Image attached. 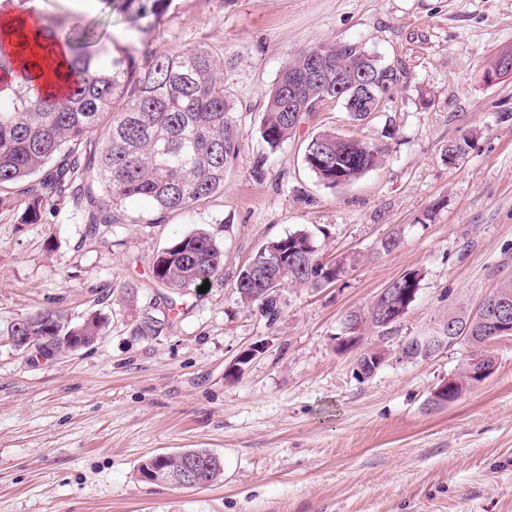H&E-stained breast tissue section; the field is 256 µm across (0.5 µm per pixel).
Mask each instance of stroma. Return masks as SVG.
Instances as JSON below:
<instances>
[{
	"label": "stroma",
	"instance_id": "35a3bbf8",
	"mask_svg": "<svg viewBox=\"0 0 512 512\" xmlns=\"http://www.w3.org/2000/svg\"><path fill=\"white\" fill-rule=\"evenodd\" d=\"M42 8L51 27L79 18L106 39L223 53L244 138L223 194L161 224L135 223L149 204L126 203L133 221L113 225L108 247L69 199L37 224L0 207V512H512V336L485 343L486 379L435 408L433 388L472 345L399 354L512 277V76L483 79L512 47V0H173L159 28L137 31L103 0ZM329 42L359 43L396 68L397 85L362 120L323 103L258 165L266 91L290 56ZM327 130L381 146L385 164L323 184L302 152ZM463 136L470 148L448 163ZM198 229L221 243L222 277L177 297L152 262ZM298 229L344 269L317 288L282 289L272 321L240 302L234 281L264 243ZM407 271L421 275L407 313L385 334L349 340L347 315ZM55 307L107 326L49 359L11 344L13 320ZM148 308L166 317L162 335L136 331ZM370 345L385 359L356 377ZM185 448L220 455L223 479L187 489L141 477L143 459Z\"/></svg>",
	"mask_w": 512,
	"mask_h": 512
}]
</instances>
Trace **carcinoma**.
I'll return each instance as SVG.
<instances>
[{
	"instance_id": "carcinoma-1",
	"label": "carcinoma",
	"mask_w": 512,
	"mask_h": 512,
	"mask_svg": "<svg viewBox=\"0 0 512 512\" xmlns=\"http://www.w3.org/2000/svg\"><path fill=\"white\" fill-rule=\"evenodd\" d=\"M173 0H106L108 8L125 13L139 29L159 27ZM63 42L70 65L64 91L45 94L32 80L14 85L17 59L0 37V205L22 209L25 224L40 221L55 198L71 192L81 209L89 234L125 224L122 211L131 200H147V224H162L175 212H186L224 191V176L237 161L243 132L235 120V103L224 93V57L200 44L166 52L149 44L140 47L112 41L102 46L96 28L77 21L45 28ZM320 59L331 70L328 98L336 97V67L367 70L377 87L388 94L398 76L394 68L354 42L327 43L292 56L266 94L259 134L269 153L296 136L299 124L288 112V77L303 72L310 60ZM303 163L329 187L348 184L380 168L384 149L355 137L322 131L309 138ZM286 260L275 269L277 279L261 285L254 298L241 291L243 273L265 270L263 255L254 253L240 268L236 292L240 301L257 306L274 320L279 292L286 286L318 287L333 282L338 269L324 271L312 235L297 230L278 239ZM223 269V248L209 232L198 229L163 248L154 258L152 275L178 293L214 281ZM21 332L35 336H84L94 341L102 319L75 324L61 310L35 309L26 314ZM495 311L485 307L476 316L454 317L461 335L475 337L480 346L494 338ZM348 328L378 327L380 317L368 309L347 316ZM166 323L147 311L136 331L159 336ZM16 325L8 334L15 336ZM430 339L413 338L401 348L408 359L428 357ZM476 367L465 362L446 399L454 402L475 381L465 375ZM184 458L202 467L207 485L224 476V464L202 448L184 450Z\"/></svg>"
}]
</instances>
